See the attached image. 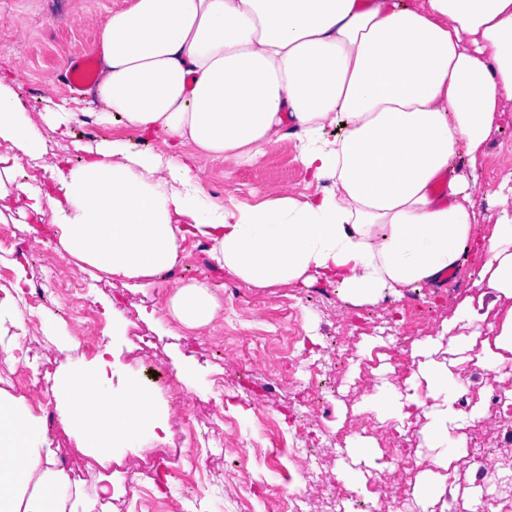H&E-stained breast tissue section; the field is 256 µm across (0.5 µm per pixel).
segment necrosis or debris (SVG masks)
<instances>
[{"mask_svg":"<svg viewBox=\"0 0 512 512\" xmlns=\"http://www.w3.org/2000/svg\"><path fill=\"white\" fill-rule=\"evenodd\" d=\"M68 262L66 254H53L46 273L41 274L34 285L13 293L12 301L20 326L8 335L0 336V356L11 357L16 363L15 370L0 371V378L19 388L40 382L38 406L51 423L57 420L58 413L56 400L49 386L43 383L47 367L41 352L48 339L40 337L37 346H30L33 329L41 324L44 310L52 302L58 303L62 320L81 322L88 335L95 334L100 326L90 289L77 287L76 283L59 275V268ZM308 298V293H299L285 309L294 331L288 342V362L292 376L297 377L304 388V403L315 404L338 395L339 375L345 374L358 357L352 347V337L340 336L325 346L303 335L300 311L307 305ZM465 366L470 381L477 387L487 388L490 393L488 411H474L469 416L474 434L466 448L469 458L477 463L471 474L477 506L479 512H512V460L494 454L495 449L512 445V383L504 379L505 374L512 372V365L495 366L475 357L466 361ZM317 443L308 420H301L292 441L298 485L282 493V512H306L309 499L302 493V486L323 483V467L313 460ZM368 486L370 492L376 493V500H368L359 492L353 496L365 512L374 507L379 512H409L411 500L387 481L385 473L375 472Z\"/></svg>","mask_w":512,"mask_h":512,"instance_id":"4bbe7bcc","label":"necrosis or debris"}]
</instances>
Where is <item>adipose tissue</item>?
<instances>
[{
	"instance_id": "ef3b65f1",
	"label": "adipose tissue",
	"mask_w": 512,
	"mask_h": 512,
	"mask_svg": "<svg viewBox=\"0 0 512 512\" xmlns=\"http://www.w3.org/2000/svg\"><path fill=\"white\" fill-rule=\"evenodd\" d=\"M95 121L161 138L163 150L73 138L78 112L44 121L79 161L47 159L45 139L0 77V165L16 175L22 217L49 215L59 246L111 278L180 265L207 243L254 288L337 285L375 303L460 268L478 222L474 167L512 103V0H132L109 10ZM297 142L312 193L276 191L226 207L194 172L203 157L261 162ZM39 159L49 186L20 179ZM487 246L490 286L512 296V188ZM187 328L210 324L208 283L169 300ZM109 363L73 362L58 386L63 422L88 448L124 454L164 422L148 389L114 393ZM59 469L46 431L0 398V512H94Z\"/></svg>"
}]
</instances>
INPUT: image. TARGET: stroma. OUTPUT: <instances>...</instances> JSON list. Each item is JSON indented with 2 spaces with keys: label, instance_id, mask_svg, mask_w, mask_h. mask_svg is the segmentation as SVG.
Returning <instances> with one entry per match:
<instances>
[{
  "label": "stroma",
  "instance_id": "obj_1",
  "mask_svg": "<svg viewBox=\"0 0 512 512\" xmlns=\"http://www.w3.org/2000/svg\"><path fill=\"white\" fill-rule=\"evenodd\" d=\"M130 0H0V75L12 83L24 110L35 125L57 104L94 111V96L78 94L53 76L62 61L91 49L101 24L112 8L127 7ZM476 168L481 191L476 195L480 222L476 236L454 282L446 288L442 300L428 303L429 289H422L425 301L416 317L409 320L407 333L411 344L392 348L379 338L375 328H366L354 343L360 357L369 361L368 377L379 378L383 390L399 393L408 386L421 395V405L408 407L407 422L396 421L376 411L371 390L354 379L343 380L338 398L317 408L311 416L319 428L331 429L336 439L320 449L331 457L336 468L353 467L356 476L338 477L335 490L349 494L359 491L371 476L375 463L383 455V438H397L403 424L415 430L412 445L416 450L417 471H404L399 478L404 494L414 501L417 512H448L447 486H454L462 499H471L475 490L470 479L471 464L465 448L472 430L468 410L485 406L484 389L467 388L464 370L454 363V355L479 347L483 357L492 360L512 355V346L498 336L512 297L489 288L479 272L486 262L482 245L493 234L499 209L495 204L500 187L512 179V112H503ZM203 189L225 202L254 204L279 189L294 195L308 193L309 179L298 159L294 140L286 139L271 149L262 164L239 167L221 159H206L197 172ZM11 182L0 183V225H14L24 247L0 251V267L24 266L28 278L39 277L48 255L40 238L49 232L48 223H23L14 208ZM66 276L88 282L97 313L105 325L106 346L118 363L113 386H121L129 377H138L150 389L157 407H165L168 396L183 400L197 420L199 429H207L209 409L215 401L213 379L224 381V414L229 422L222 426L220 448H193L179 438L176 425L179 412H170L167 430L142 439L137 447L123 455L102 461L88 454L79 439L63 423L47 427L48 439L57 458L71 462L69 478L83 484L86 491L105 484L112 490L96 512H232L231 498L245 495L251 512H279L278 494L295 475L288 456L291 441L287 432L288 401L298 388L287 377H273L270 366L278 362L277 353L258 356L253 364L243 365L237 348L242 337L261 329L276 334V319L288 298L300 292V285L273 288L241 286L240 298L245 309L236 325L225 328L223 315L206 327L187 329L169 314L167 302L175 284L165 275L142 277L131 281L107 279L76 265L65 268ZM480 309L484 319L472 326L460 319L462 305ZM395 305L393 297L375 304L354 305L344 293H337L334 305L322 308L311 303L309 335H319L321 328L337 329L352 313L362 312L376 320L389 316ZM441 373L459 386L458 396L467 406L465 412L448 425L451 445L447 448L424 446L422 438L434 418L435 402L431 396L432 375ZM169 373L175 379L171 394H164L155 378ZM372 416L384 426L385 435L358 427V416ZM249 448L247 470L252 477L248 489H241L232 475L240 461L241 446ZM166 448L174 456L164 468L152 466L153 449ZM213 473L222 480L220 497L210 492L186 496L182 481L193 466Z\"/></svg>",
  "mask_w": 512,
  "mask_h": 512
}]
</instances>
